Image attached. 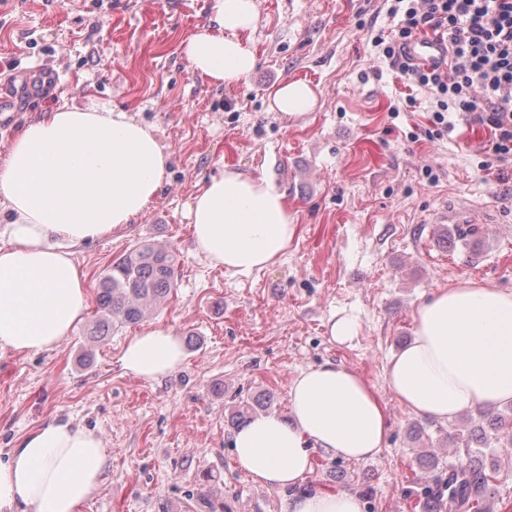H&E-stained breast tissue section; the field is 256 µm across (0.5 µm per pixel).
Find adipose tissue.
I'll list each match as a JSON object with an SVG mask.
<instances>
[{"label": "adipose tissue", "mask_w": 512, "mask_h": 512, "mask_svg": "<svg viewBox=\"0 0 512 512\" xmlns=\"http://www.w3.org/2000/svg\"><path fill=\"white\" fill-rule=\"evenodd\" d=\"M256 0H215L213 23L186 43L190 68L228 85L257 58L249 38ZM317 103L305 82L280 84L270 108L282 116ZM169 156L153 132L124 112L63 103L27 124L0 165V349L37 354L69 336L87 309L75 247L126 229L161 186ZM192 238L211 265L249 275L274 265L297 226L285 195L268 179L226 169L188 208ZM410 342L385 378L416 416L453 423L471 410L512 403V292L463 282L437 289L413 315ZM182 339L148 326L123 346L125 373L145 381L174 374ZM289 415L259 414L235 431L233 452L254 482L289 491L288 512H364L349 492L306 487L311 449L362 460L383 446L389 415L354 369L333 361L301 371L288 392ZM108 467L100 435L73 420H52L0 456V512H79Z\"/></svg>", "instance_id": "adipose-tissue-1"}]
</instances>
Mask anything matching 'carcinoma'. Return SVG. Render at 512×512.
<instances>
[{"label":"carcinoma","instance_id":"carcinoma-1","mask_svg":"<svg viewBox=\"0 0 512 512\" xmlns=\"http://www.w3.org/2000/svg\"><path fill=\"white\" fill-rule=\"evenodd\" d=\"M174 252L144 242L112 260L100 280L94 336L143 320L167 298L174 285ZM490 431L480 427L458 436L466 460L448 470V479L427 485L421 493L422 512H438L440 498L448 495L449 506L460 512H484L480 495L489 489V476L478 457L482 449L505 440L512 443V416L505 418L487 411Z\"/></svg>","mask_w":512,"mask_h":512}]
</instances>
